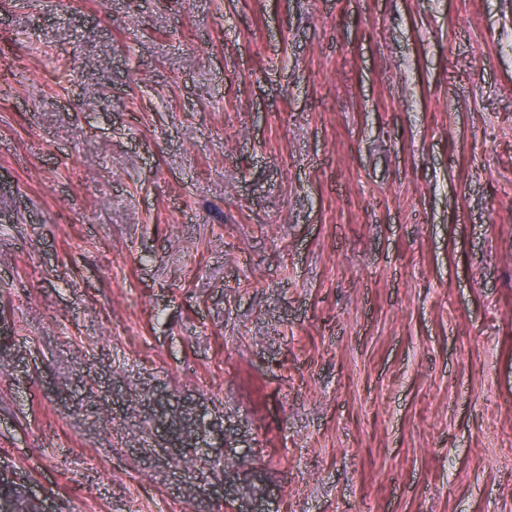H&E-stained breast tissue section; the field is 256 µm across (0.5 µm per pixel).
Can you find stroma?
I'll return each mask as SVG.
<instances>
[{
    "label": "stroma",
    "mask_w": 512,
    "mask_h": 512,
    "mask_svg": "<svg viewBox=\"0 0 512 512\" xmlns=\"http://www.w3.org/2000/svg\"><path fill=\"white\" fill-rule=\"evenodd\" d=\"M0 356L54 512H512V0H0Z\"/></svg>",
    "instance_id": "stroma-1"
}]
</instances>
